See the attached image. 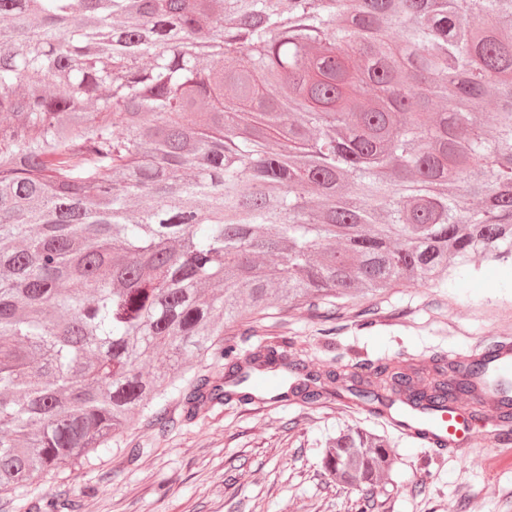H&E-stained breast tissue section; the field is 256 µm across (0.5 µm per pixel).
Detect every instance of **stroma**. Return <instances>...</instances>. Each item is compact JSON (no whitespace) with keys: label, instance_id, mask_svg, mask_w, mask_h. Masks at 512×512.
<instances>
[{"label":"stroma","instance_id":"stroma-1","mask_svg":"<svg viewBox=\"0 0 512 512\" xmlns=\"http://www.w3.org/2000/svg\"><path fill=\"white\" fill-rule=\"evenodd\" d=\"M291 340L288 356L320 368L402 354L422 360L483 351L512 338V264L471 258L463 278L437 288L401 283L380 295L337 300L335 312L274 303L246 347ZM159 434L136 419L88 466L33 480L6 512H30L49 493L68 491L78 512H512V449L476 444L477 467L452 449L422 445L363 406L328 398L316 408L230 401L187 419L179 399ZM354 425L396 444L388 483L364 495L329 481L317 443Z\"/></svg>","mask_w":512,"mask_h":512}]
</instances>
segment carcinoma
Instances as JSON below:
<instances>
[{
    "instance_id": "carcinoma-1",
    "label": "carcinoma",
    "mask_w": 512,
    "mask_h": 512,
    "mask_svg": "<svg viewBox=\"0 0 512 512\" xmlns=\"http://www.w3.org/2000/svg\"><path fill=\"white\" fill-rule=\"evenodd\" d=\"M0 19L1 497L137 414L166 430L174 393L194 419L347 392L407 432L484 375L473 355L313 374L236 336L274 300L512 259V0H0ZM208 355L224 375L194 371ZM320 447L343 485L390 478L387 438Z\"/></svg>"
}]
</instances>
